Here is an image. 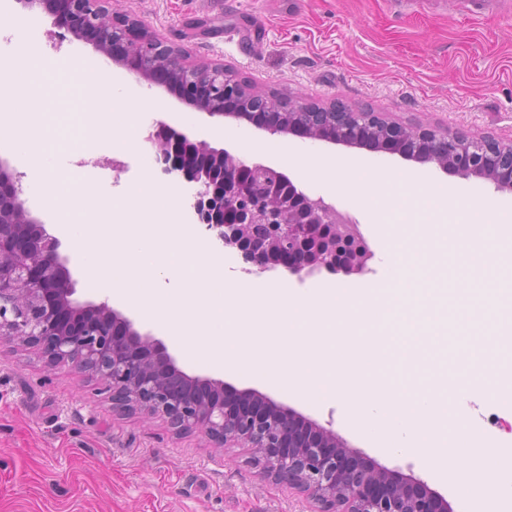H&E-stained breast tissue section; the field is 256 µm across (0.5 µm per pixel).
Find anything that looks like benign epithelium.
Masks as SVG:
<instances>
[{
    "label": "benign epithelium",
    "mask_w": 512,
    "mask_h": 512,
    "mask_svg": "<svg viewBox=\"0 0 512 512\" xmlns=\"http://www.w3.org/2000/svg\"><path fill=\"white\" fill-rule=\"evenodd\" d=\"M113 63L162 86L210 117L248 119L274 135L398 154L445 173L475 176L512 191V139L403 125L377 112L342 113L343 129L325 122L339 105L281 101L250 91L221 63H190L111 0H31ZM156 159L166 175L197 186L190 204L208 237L237 252L245 271L278 266L302 280L322 269L361 274L369 253L345 229L349 219L287 175L193 141L163 121ZM19 180L0 158V338L39 351L104 385L112 412L161 419L177 437L203 434L213 448H240L264 480L295 490L313 512H451L427 482L382 466L335 431L294 409L224 380L190 375L159 339L142 334L107 302H80L59 238L30 215Z\"/></svg>",
    "instance_id": "1"
}]
</instances>
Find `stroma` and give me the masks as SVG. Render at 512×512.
Returning <instances> with one entry per match:
<instances>
[{
  "instance_id": "obj_1",
  "label": "stroma",
  "mask_w": 512,
  "mask_h": 512,
  "mask_svg": "<svg viewBox=\"0 0 512 512\" xmlns=\"http://www.w3.org/2000/svg\"><path fill=\"white\" fill-rule=\"evenodd\" d=\"M192 60L223 64L256 90L307 102L337 101L403 122L462 129L474 137L512 139V9L494 15L462 10L460 0H112ZM0 28L24 53L32 34L36 54L62 60L98 59L41 8L10 0ZM295 152L418 174L432 184L490 198L512 211V192L444 173L396 154L310 142L285 135ZM373 253L366 275L319 272V279L358 288L380 274L383 228L362 223ZM407 320L399 351L414 367L430 352L448 385L478 362L485 335L463 336L454 296L429 299ZM333 429L381 465L420 478L443 494L454 512L469 506L452 482L432 475L408 453L388 454L346 428L334 403L309 404L258 381L226 375ZM0 512H311L302 496L261 479L240 449L210 448L195 434L176 438L157 419L116 416L102 383L39 354L0 340Z\"/></svg>"
}]
</instances>
